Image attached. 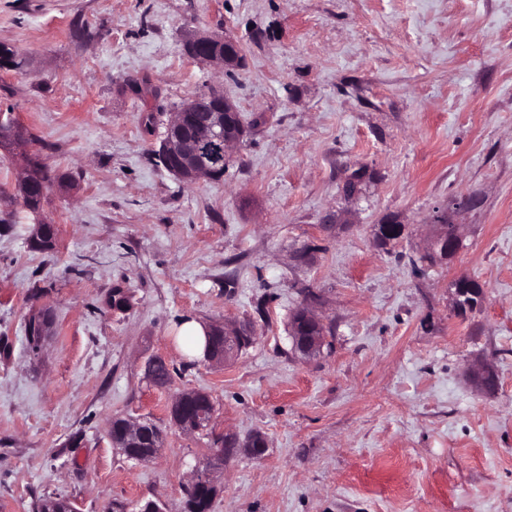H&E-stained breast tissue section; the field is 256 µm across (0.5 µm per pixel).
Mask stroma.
Segmentation results:
<instances>
[{
  "label": "stroma",
  "mask_w": 512,
  "mask_h": 512,
  "mask_svg": "<svg viewBox=\"0 0 512 512\" xmlns=\"http://www.w3.org/2000/svg\"><path fill=\"white\" fill-rule=\"evenodd\" d=\"M189 31L232 33L239 67L191 59ZM0 43L24 62L0 70V108L72 182L31 214L0 149V512H179L214 435L253 432L268 447L228 458L213 512H512V0H0ZM211 87L251 128L223 178L183 184L157 151ZM464 197L458 253L425 261L438 208ZM39 218L51 249L28 243ZM391 218L404 232L379 245ZM462 276L485 299L460 317ZM115 288L129 311L107 307ZM311 294L326 344L308 360L288 321ZM36 306L52 331L34 349ZM186 317L256 340L189 360ZM185 391L209 394L211 429L171 422ZM116 418L159 426V456L114 448Z\"/></svg>",
  "instance_id": "obj_1"
}]
</instances>
